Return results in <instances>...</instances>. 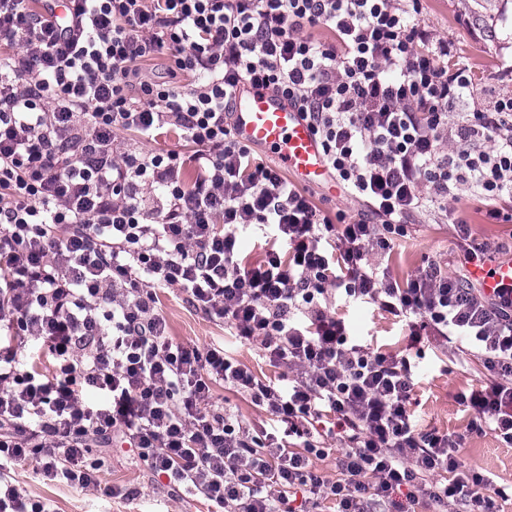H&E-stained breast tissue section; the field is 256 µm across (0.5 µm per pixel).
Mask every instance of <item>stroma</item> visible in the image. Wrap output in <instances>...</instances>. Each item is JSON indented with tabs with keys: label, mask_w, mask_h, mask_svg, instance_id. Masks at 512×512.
Instances as JSON below:
<instances>
[{
	"label": "stroma",
	"mask_w": 512,
	"mask_h": 512,
	"mask_svg": "<svg viewBox=\"0 0 512 512\" xmlns=\"http://www.w3.org/2000/svg\"><path fill=\"white\" fill-rule=\"evenodd\" d=\"M422 25L435 38L447 40L452 61L468 66L478 80L474 99L465 111L492 108L496 100L512 97V0H423ZM470 222L479 240L496 246L502 260L512 259V224H486L481 205L468 193H460L448 206L431 205L408 226L406 237L397 241L385 261L398 280H406L426 261L433 260L449 274L459 270V250L454 218ZM329 306L344 319L352 341L381 351L407 354L417 366L411 411L418 428L435 429L462 437L459 455L467 468L489 476L499 485L512 484V446L494 435L468 434L472 418L460 405L458 392L479 388L486 382L483 368L469 352L439 345L425 335L417 347H409L406 321L386 316L374 305L344 306L340 294H331ZM157 307L166 318L171 336L199 348L224 344L227 352L258 376L275 382L284 372L263 358L259 343L235 340L224 323L208 318L190 303L179 288L157 291ZM214 400L234 414L250 433L274 426L250 399L230 387L215 385ZM88 461H101L99 488H81L64 480H49L36 474L32 465L12 466L1 472L24 493L44 504L47 512H210L211 503L197 491L173 487L167 477L151 470L122 436L110 447L91 448ZM107 487L137 488L135 498L104 495Z\"/></svg>",
	"instance_id": "1"
}]
</instances>
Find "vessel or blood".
Masks as SVG:
<instances>
[{
	"instance_id": "1",
	"label": "vessel or blood",
	"mask_w": 512,
	"mask_h": 512,
	"mask_svg": "<svg viewBox=\"0 0 512 512\" xmlns=\"http://www.w3.org/2000/svg\"><path fill=\"white\" fill-rule=\"evenodd\" d=\"M232 124L239 142L269 150L297 181L335 195L336 180L325 163L320 141L286 97L242 85L235 94ZM470 273L491 297L496 288L512 283V260L474 266Z\"/></svg>"
}]
</instances>
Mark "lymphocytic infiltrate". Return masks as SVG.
<instances>
[{"label": "lymphocytic infiltrate", "instance_id": "1", "mask_svg": "<svg viewBox=\"0 0 512 512\" xmlns=\"http://www.w3.org/2000/svg\"><path fill=\"white\" fill-rule=\"evenodd\" d=\"M450 53L394 0H0V468L30 460L94 487L88 440L119 432L220 512H317L325 500L336 512H495L507 491L458 460L460 439L414 426L409 359L349 343L321 303L333 287L466 340L489 383L457 400L472 432L512 445V287L490 298L432 261L401 284L381 263L413 216L463 189L489 223H512V98L455 119L477 83ZM158 59L199 84L139 80ZM242 82L298 106L366 215L333 222L236 140ZM165 128L194 153L112 146L114 130L152 141ZM145 184L160 197L142 196ZM252 227L265 257L247 267L239 235ZM170 286L260 342L287 385L223 347L173 342L153 294ZM26 337L49 372L21 369ZM220 381L280 433L255 437L211 409ZM322 421L341 445L335 480L314 465L328 454L312 430Z\"/></svg>", "mask_w": 512, "mask_h": 512}]
</instances>
